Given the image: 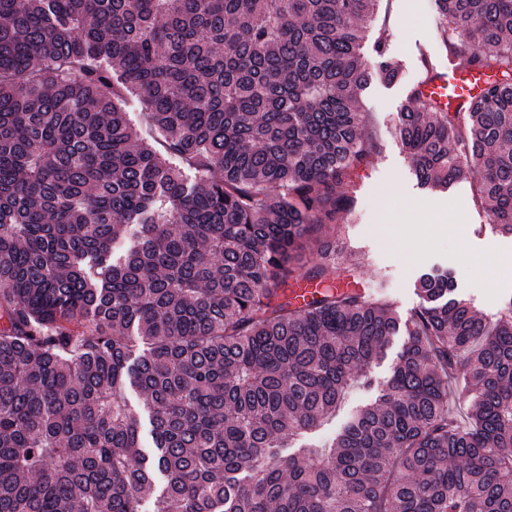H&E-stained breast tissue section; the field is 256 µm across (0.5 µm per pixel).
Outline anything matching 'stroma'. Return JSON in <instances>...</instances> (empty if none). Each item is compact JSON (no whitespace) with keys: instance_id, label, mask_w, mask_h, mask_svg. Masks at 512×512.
Segmentation results:
<instances>
[{"instance_id":"stroma-1","label":"stroma","mask_w":512,"mask_h":512,"mask_svg":"<svg viewBox=\"0 0 512 512\" xmlns=\"http://www.w3.org/2000/svg\"><path fill=\"white\" fill-rule=\"evenodd\" d=\"M439 25L435 0H380L368 38H384L386 56L398 64L399 74L390 82L373 71L359 97L364 136L373 150L369 164L358 171L352 213L320 219V236L339 252L341 283L367 293L382 287L389 307L404 323L420 305L418 277L432 270L448 272L456 294L481 313L497 314L512 299V274L488 279L480 272L485 258L512 260V236L493 228L470 182L445 191L421 187L395 134L394 118L403 106L413 104L412 92L426 65L442 70L448 66L450 47L474 49L465 38L443 42ZM422 213L444 225L440 236L411 247L388 233V225L416 223ZM403 342V336L394 337L385 357L369 369L371 387L354 389L336 417L309 437V445L327 446L356 409L376 399Z\"/></svg>"}]
</instances>
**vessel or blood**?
<instances>
[{
	"instance_id": "vessel-or-blood-1",
	"label": "vessel or blood",
	"mask_w": 512,
	"mask_h": 512,
	"mask_svg": "<svg viewBox=\"0 0 512 512\" xmlns=\"http://www.w3.org/2000/svg\"><path fill=\"white\" fill-rule=\"evenodd\" d=\"M489 79V74L482 70L452 67L440 73L433 82L422 84L420 92L435 101L442 110L462 112L471 99L483 92Z\"/></svg>"
}]
</instances>
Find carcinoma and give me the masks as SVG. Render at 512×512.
Instances as JSON below:
<instances>
[{
    "instance_id": "obj_1",
    "label": "carcinoma",
    "mask_w": 512,
    "mask_h": 512,
    "mask_svg": "<svg viewBox=\"0 0 512 512\" xmlns=\"http://www.w3.org/2000/svg\"><path fill=\"white\" fill-rule=\"evenodd\" d=\"M376 2L0 0V512H142L157 473L156 512H512V301L484 317L444 273L418 278L376 401L328 452H278L370 385L400 331L318 238L370 157L355 100ZM435 2L492 81L462 114L404 107L396 134L420 186L475 181L512 235V0ZM126 396L129 399L131 405L135 409V412L141 419L142 423V434H141V446L142 450L148 453H151L154 449L153 441L149 433V424H148V416L147 412L143 408V400L136 394L133 390L128 389L126 391Z\"/></svg>"
}]
</instances>
